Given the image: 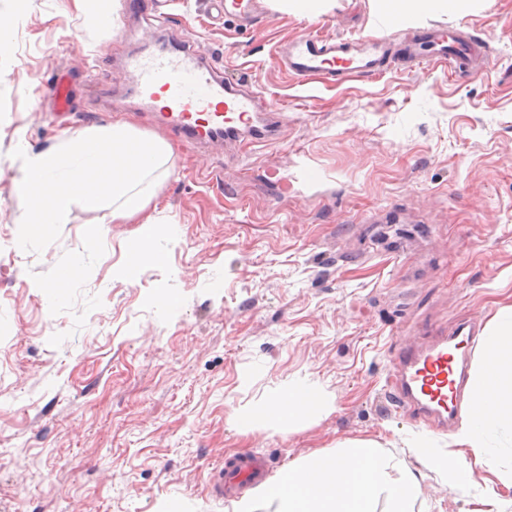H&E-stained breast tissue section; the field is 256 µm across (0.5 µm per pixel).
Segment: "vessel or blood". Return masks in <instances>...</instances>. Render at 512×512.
Masks as SVG:
<instances>
[{"mask_svg": "<svg viewBox=\"0 0 512 512\" xmlns=\"http://www.w3.org/2000/svg\"><path fill=\"white\" fill-rule=\"evenodd\" d=\"M225 13L244 28H252L261 12L260 0H223ZM481 44L480 37L461 33L448 37L442 30L430 33L423 43L408 46L407 57L416 64L447 65L451 74L466 76ZM279 57L288 74L306 81L328 75L338 81L349 77L377 76L389 60L387 38L365 35L357 39H331L306 34L284 42ZM125 94L146 110L159 113L161 124L176 131L194 147L216 146L251 134L272 140L274 119L259 123L261 101L247 78L223 75L191 47L168 41L145 43L122 63ZM479 344L474 328L432 337L428 344L397 350L391 357L389 392L397 408L426 421L438 432L447 431L457 415L465 382L467 360ZM218 496L234 497L269 476L266 461L244 451L219 471Z\"/></svg>", "mask_w": 512, "mask_h": 512, "instance_id": "b4317fda", "label": "vessel or blood"}]
</instances>
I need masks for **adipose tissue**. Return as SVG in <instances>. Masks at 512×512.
I'll return each instance as SVG.
<instances>
[{"mask_svg": "<svg viewBox=\"0 0 512 512\" xmlns=\"http://www.w3.org/2000/svg\"><path fill=\"white\" fill-rule=\"evenodd\" d=\"M392 19L417 20L421 12L448 8L466 14L473 0H375ZM173 152L162 139L137 132L125 122L63 140L55 149L26 154L20 184L29 200L18 219L26 234L47 233L64 223L72 206L98 207L112 202L111 220L136 223L147 205V179ZM484 337L481 362L468 380L469 405L452 435L464 454L430 453L429 442H409L422 464L445 474L451 492L470 495L475 468L492 459L490 441L512 428V308L497 311ZM328 404L305 384L275 393L243 416L249 428L274 423L290 429L321 417ZM420 476L385 455L376 440L340 444L335 453L292 462L261 487L257 498L273 512H413Z\"/></svg>", "mask_w": 512, "mask_h": 512, "instance_id": "ef3b65f1", "label": "adipose tissue"}]
</instances>
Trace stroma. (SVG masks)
Segmentation results:
<instances>
[{
    "mask_svg": "<svg viewBox=\"0 0 512 512\" xmlns=\"http://www.w3.org/2000/svg\"><path fill=\"white\" fill-rule=\"evenodd\" d=\"M252 31L209 0H142L180 27L117 13L97 24L75 0H29L0 55V512H232L212 485L225 460H294L371 438L422 472L414 512H479L448 491L405 439L435 453L450 434L386 396L392 351L512 307V0H475L395 29L371 0H334L301 19L262 0ZM443 27L490 34L477 78L403 58ZM389 37L382 76L301 84L278 60L288 39ZM192 41L225 77L247 74L277 113L273 141L244 136L194 150L133 103L103 111L90 81L124 79L146 37ZM66 74L56 115L45 79ZM121 119L173 154L145 215L175 228L156 259L120 276L141 224L73 206L67 223L24 235L19 178L28 152ZM82 270L50 303L48 286ZM302 382L332 412L291 431L239 418ZM512 512V447L476 470Z\"/></svg>",
    "mask_w": 512,
    "mask_h": 512,
    "instance_id": "1",
    "label": "stroma"
}]
</instances>
